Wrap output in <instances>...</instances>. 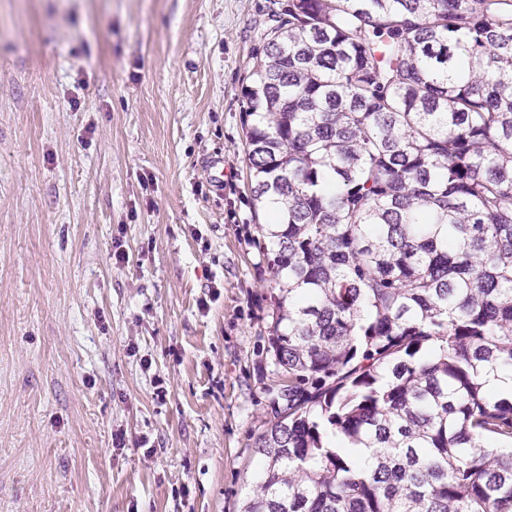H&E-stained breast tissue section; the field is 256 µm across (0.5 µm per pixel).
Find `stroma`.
Instances as JSON below:
<instances>
[{
	"label": "stroma",
	"mask_w": 512,
	"mask_h": 512,
	"mask_svg": "<svg viewBox=\"0 0 512 512\" xmlns=\"http://www.w3.org/2000/svg\"><path fill=\"white\" fill-rule=\"evenodd\" d=\"M287 2L0 0V512L250 492L282 376L242 88Z\"/></svg>",
	"instance_id": "stroma-1"
}]
</instances>
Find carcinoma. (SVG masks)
I'll return each mask as SVG.
<instances>
[{"instance_id":"1","label":"carcinoma","mask_w":512,"mask_h":512,"mask_svg":"<svg viewBox=\"0 0 512 512\" xmlns=\"http://www.w3.org/2000/svg\"><path fill=\"white\" fill-rule=\"evenodd\" d=\"M242 104L288 383L240 512H512V0H288Z\"/></svg>"}]
</instances>
